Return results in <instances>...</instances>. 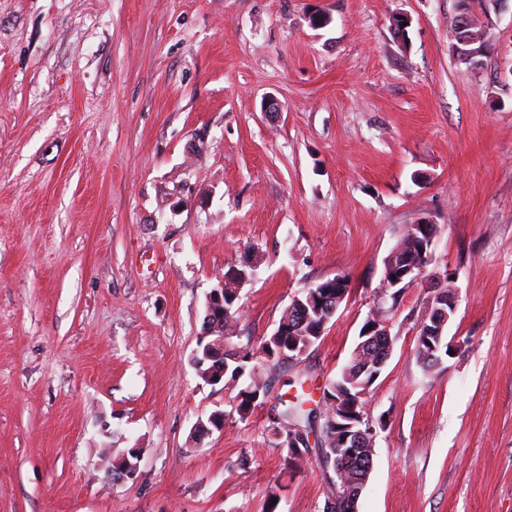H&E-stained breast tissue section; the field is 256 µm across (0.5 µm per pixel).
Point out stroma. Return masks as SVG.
Returning <instances> with one entry per match:
<instances>
[{"mask_svg":"<svg viewBox=\"0 0 512 512\" xmlns=\"http://www.w3.org/2000/svg\"><path fill=\"white\" fill-rule=\"evenodd\" d=\"M456 15L0 0V512H267L273 491L276 512H322L320 449L293 469L270 425L279 400L320 399L378 310L396 341L367 395L358 512H512V0L477 12V69L451 51ZM422 221L425 281L391 305L385 259ZM255 253L238 351L299 290L343 275L349 291L242 420L239 384H205L192 357L208 293ZM445 274L463 346L427 371L415 328ZM215 411L223 429L193 441ZM129 448L136 478L110 480Z\"/></svg>","mask_w":512,"mask_h":512,"instance_id":"obj_1","label":"stroma"}]
</instances>
